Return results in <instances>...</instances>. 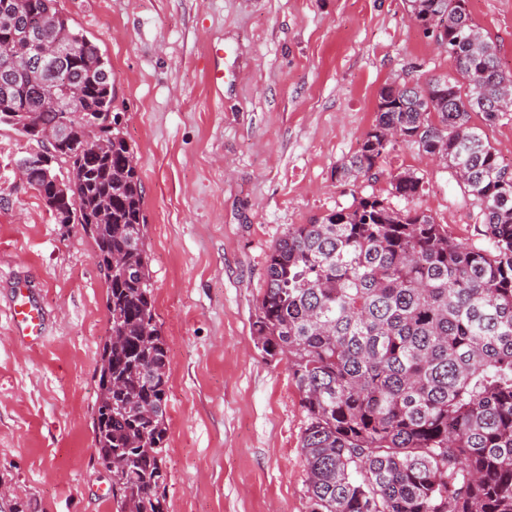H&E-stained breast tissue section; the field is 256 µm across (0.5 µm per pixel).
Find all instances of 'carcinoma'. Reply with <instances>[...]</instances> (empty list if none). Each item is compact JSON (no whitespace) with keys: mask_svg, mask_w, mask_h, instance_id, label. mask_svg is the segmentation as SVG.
Listing matches in <instances>:
<instances>
[{"mask_svg":"<svg viewBox=\"0 0 512 512\" xmlns=\"http://www.w3.org/2000/svg\"><path fill=\"white\" fill-rule=\"evenodd\" d=\"M56 2L26 0L11 39L0 38V59L15 42L58 32L77 56L0 81V124L31 112L44 129L70 125L77 147L66 152L21 132L37 146L30 157L52 159L27 183L41 194L46 177L59 181L51 213L92 239L107 283L92 424L100 463L126 460L111 471L118 512H167L170 358L144 242V188L112 113L110 63ZM408 2L418 26L440 28L464 82L383 86L375 123L337 174H371L398 140L436 157L479 209L486 244H463L433 216L377 196L290 224L268 256L253 333L266 355L287 359L301 395L308 512H512V173L470 123L472 112L489 122L512 112V74L466 0ZM66 80L83 92L71 108L48 97ZM95 144L99 152L86 150ZM390 185L409 201L422 178L399 172Z\"/></svg>","mask_w":512,"mask_h":512,"instance_id":"obj_1","label":"carcinoma"}]
</instances>
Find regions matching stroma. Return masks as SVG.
<instances>
[{
    "label": "stroma",
    "mask_w": 512,
    "mask_h": 512,
    "mask_svg": "<svg viewBox=\"0 0 512 512\" xmlns=\"http://www.w3.org/2000/svg\"><path fill=\"white\" fill-rule=\"evenodd\" d=\"M96 43L144 187V240L168 344V512H307L306 414L286 359L252 323L267 258L292 224L354 198L431 214L477 241V210L453 172L397 142L380 174L336 167L374 123L386 83L455 77L405 0H57ZM512 71V0H467ZM224 82L210 84L213 48ZM472 125L512 169V112ZM33 147L0 125V486L26 512H116L93 446L107 284L80 225L55 223L16 170ZM423 179L413 203L389 177ZM27 287L46 312L37 344L10 304Z\"/></svg>",
    "instance_id": "stroma-1"
}]
</instances>
